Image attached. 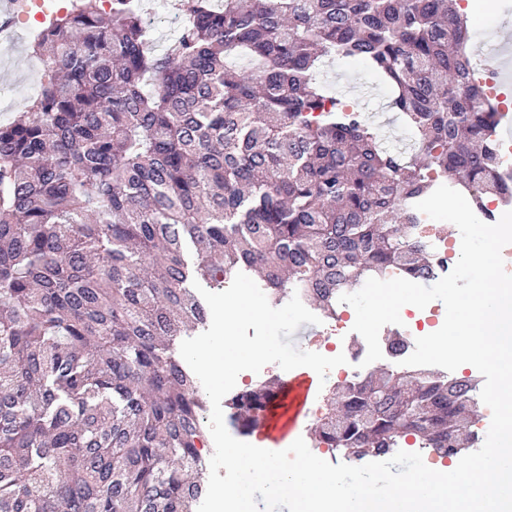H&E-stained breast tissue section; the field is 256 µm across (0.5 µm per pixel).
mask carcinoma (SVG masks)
I'll return each instance as SVG.
<instances>
[{"instance_id": "cac0c4a2", "label": "carcinoma", "mask_w": 512, "mask_h": 512, "mask_svg": "<svg viewBox=\"0 0 512 512\" xmlns=\"http://www.w3.org/2000/svg\"><path fill=\"white\" fill-rule=\"evenodd\" d=\"M99 2L34 38L46 83L0 125V512H197L205 404L175 349L208 323L193 282L248 273L333 317L389 269L435 278L415 204L438 186L512 204L459 0H185L163 53L138 0ZM333 56L390 87L409 150L322 85ZM278 385L232 421L252 431ZM337 389L312 434L348 462L478 444L472 376Z\"/></svg>"}]
</instances>
